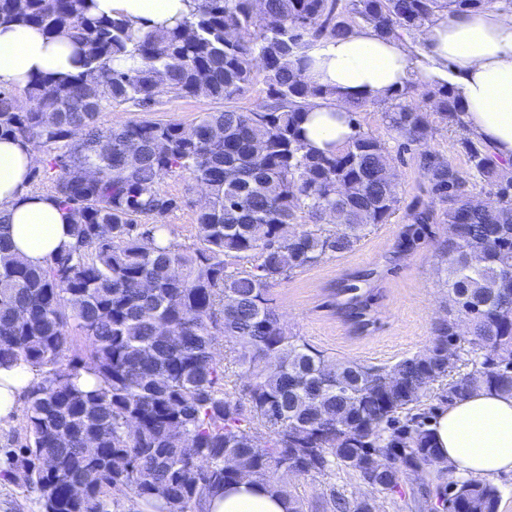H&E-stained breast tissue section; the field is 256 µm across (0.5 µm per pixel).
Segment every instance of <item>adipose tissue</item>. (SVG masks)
Segmentation results:
<instances>
[{
    "instance_id": "obj_1",
    "label": "adipose tissue",
    "mask_w": 512,
    "mask_h": 512,
    "mask_svg": "<svg viewBox=\"0 0 512 512\" xmlns=\"http://www.w3.org/2000/svg\"><path fill=\"white\" fill-rule=\"evenodd\" d=\"M192 0H96L98 13L122 16L148 30L187 16ZM422 71L447 80L465 109L471 131L500 159L512 161V12L497 9L440 12L421 37ZM309 83L342 97L317 103L305 123L306 139L324 151L354 133L347 99L373 100L395 93L412 79L413 56L394 37L358 28L344 37L311 42L305 50ZM72 49L32 26H0V87L26 85L39 73L70 74ZM35 155L20 142L0 140V215L14 248L34 265L70 249L69 221L46 194L27 189ZM38 380L25 363L0 367V418L11 416ZM438 463L477 476L512 471V396L481 390L436 411L431 422ZM288 498L249 482L209 500L204 512H291Z\"/></svg>"
}]
</instances>
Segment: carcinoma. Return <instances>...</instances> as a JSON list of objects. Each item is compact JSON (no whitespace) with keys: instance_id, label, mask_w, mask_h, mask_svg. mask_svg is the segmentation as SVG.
Masks as SVG:
<instances>
[{"instance_id":"cac0c4a2","label":"carcinoma","mask_w":512,"mask_h":512,"mask_svg":"<svg viewBox=\"0 0 512 512\" xmlns=\"http://www.w3.org/2000/svg\"><path fill=\"white\" fill-rule=\"evenodd\" d=\"M498 0H194L189 16L144 31L96 12L95 0H0V25L67 37L75 74H39L0 87V138L44 154L50 192L70 219L75 247L29 265L0 233V366L42 375L26 393L27 441L11 451L15 481L38 493L41 512H113L133 495L140 512H202L244 479L307 512L288 478L347 469L393 500L435 466L428 400L451 404L480 389L512 395V164L473 140L445 82L409 81L382 100L389 134L422 146L436 121L459 133L465 172L423 154L430 197L410 208L397 248L427 224L448 225L438 245L448 303L468 323H438L422 350L390 366L330 363L290 332L270 288L325 258L352 251L399 209L386 142L361 130L368 102L350 103L354 135L330 151L307 147L313 101L336 92L309 83L303 56L320 39L367 27L416 37L447 9H490ZM263 74L266 95L237 101ZM224 102L195 122L134 120L104 126L108 107L149 109L168 93ZM187 175L206 188L199 245L158 241L177 200L159 188ZM481 185L488 204L470 207ZM306 217L311 226L285 227ZM332 224L329 230L322 224ZM255 259L241 267L247 258ZM337 313L365 328L369 296L339 289ZM85 357L67 359L77 339ZM232 344L248 375L244 396L224 388L215 345ZM474 354L457 370L462 345ZM86 371L97 385L84 389ZM437 502L448 512H498L487 478L447 465ZM317 512H376L331 486Z\"/></svg>"}]
</instances>
